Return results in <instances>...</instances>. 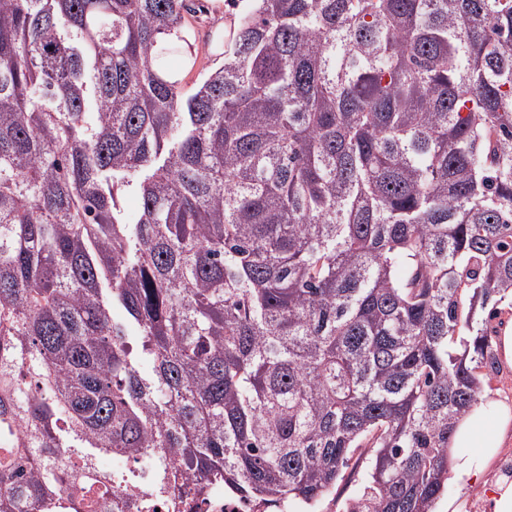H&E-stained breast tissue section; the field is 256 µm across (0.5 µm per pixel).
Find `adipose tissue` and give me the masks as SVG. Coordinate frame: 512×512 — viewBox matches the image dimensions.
<instances>
[{"label":"adipose tissue","instance_id":"obj_1","mask_svg":"<svg viewBox=\"0 0 512 512\" xmlns=\"http://www.w3.org/2000/svg\"><path fill=\"white\" fill-rule=\"evenodd\" d=\"M512 434V405L479 402L459 420L451 438L453 453L448 472L452 478L479 482Z\"/></svg>","mask_w":512,"mask_h":512}]
</instances>
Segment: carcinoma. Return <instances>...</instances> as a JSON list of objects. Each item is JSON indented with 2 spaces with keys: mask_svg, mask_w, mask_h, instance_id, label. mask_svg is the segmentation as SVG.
Segmentation results:
<instances>
[{
  "mask_svg": "<svg viewBox=\"0 0 512 512\" xmlns=\"http://www.w3.org/2000/svg\"><path fill=\"white\" fill-rule=\"evenodd\" d=\"M192 11L0 0V512L360 449L344 512H433L512 300V0H253L186 95ZM116 462V465L114 468L113 466V460ZM139 466L135 467L130 463L127 459L122 457H116V456H102L99 459V467L103 470H110L114 471L115 469H118L120 467L126 466L128 468H133L136 470V475L139 476V483L144 485L147 480L151 479V465L148 463H144L143 459H139Z\"/></svg>",
  "mask_w": 512,
  "mask_h": 512,
  "instance_id": "1",
  "label": "carcinoma"
}]
</instances>
